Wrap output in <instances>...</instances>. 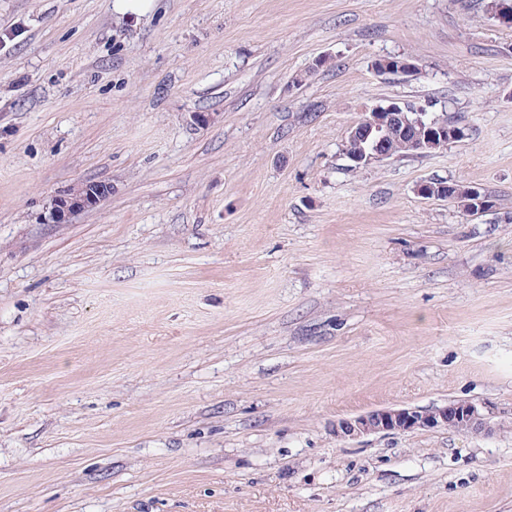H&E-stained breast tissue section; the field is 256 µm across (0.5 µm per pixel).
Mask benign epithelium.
I'll use <instances>...</instances> for the list:
<instances>
[{
	"instance_id": "benign-epithelium-1",
	"label": "benign epithelium",
	"mask_w": 512,
	"mask_h": 512,
	"mask_svg": "<svg viewBox=\"0 0 512 512\" xmlns=\"http://www.w3.org/2000/svg\"><path fill=\"white\" fill-rule=\"evenodd\" d=\"M375 69L380 74L409 75L416 71V65L406 58H399L383 60ZM464 136L462 127L451 125L428 112H418L412 118L396 102L377 106L365 113L348 134L349 140L366 144V148L351 158L358 167L388 159L387 147L392 143L398 144L407 155L419 156L459 141ZM418 192L423 196L453 201L468 216L482 214L489 206L487 194L481 188L470 185L459 188L446 182H430L420 185ZM111 193L112 186L107 183L87 181L79 184L56 197L53 204L55 222L64 223L75 212L96 207ZM450 424L463 433L492 432L487 418L468 402H450L431 411L411 408L372 410L336 422L335 431L340 438L357 439L381 432L435 429Z\"/></svg>"
}]
</instances>
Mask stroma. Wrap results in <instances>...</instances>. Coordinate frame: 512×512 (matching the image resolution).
<instances>
[{
	"label": "stroma",
	"mask_w": 512,
	"mask_h": 512,
	"mask_svg": "<svg viewBox=\"0 0 512 512\" xmlns=\"http://www.w3.org/2000/svg\"><path fill=\"white\" fill-rule=\"evenodd\" d=\"M391 101L467 135L350 169ZM89 180L111 195L55 223ZM453 401L492 433L333 432ZM0 512H512V26L472 0H0ZM418 192L423 196L453 201L467 216L482 214L489 206L487 194L481 188L470 185L459 188L446 181L430 182L420 185Z\"/></svg>",
	"instance_id": "1"
}]
</instances>
